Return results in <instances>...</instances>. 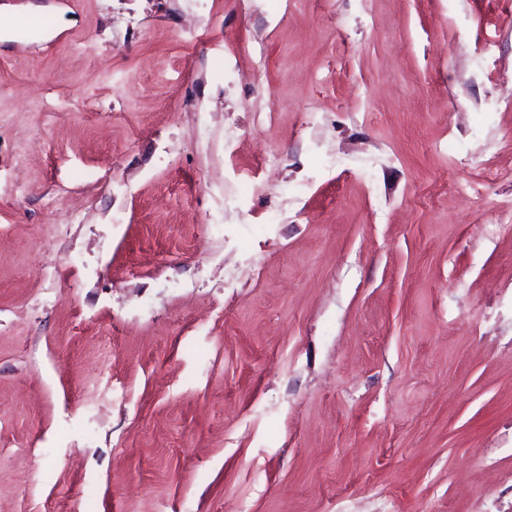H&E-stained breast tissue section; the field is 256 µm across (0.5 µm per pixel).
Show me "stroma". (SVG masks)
Returning a JSON list of instances; mask_svg holds the SVG:
<instances>
[{"label": "stroma", "mask_w": 512, "mask_h": 512, "mask_svg": "<svg viewBox=\"0 0 512 512\" xmlns=\"http://www.w3.org/2000/svg\"><path fill=\"white\" fill-rule=\"evenodd\" d=\"M59 499L512 512V0H0V512Z\"/></svg>", "instance_id": "35a3bbf8"}]
</instances>
